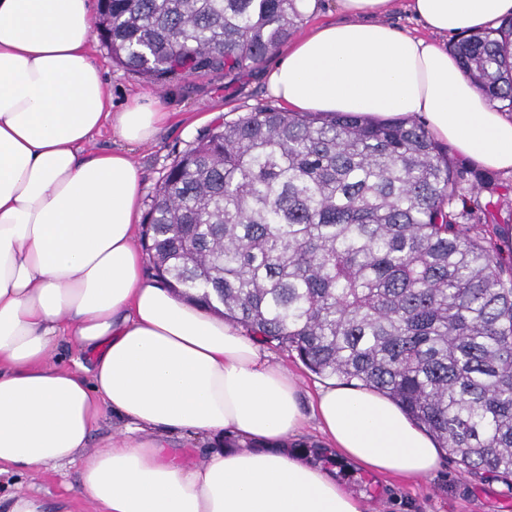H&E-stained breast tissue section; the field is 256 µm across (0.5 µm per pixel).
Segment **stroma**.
Wrapping results in <instances>:
<instances>
[{"mask_svg": "<svg viewBox=\"0 0 512 512\" xmlns=\"http://www.w3.org/2000/svg\"><path fill=\"white\" fill-rule=\"evenodd\" d=\"M280 56V51H273L254 69L241 74L202 72L154 86L117 66L100 41H93L92 57L112 90L114 107H123L136 98L158 100L173 114L155 144L131 150L143 171L144 198L153 196L166 168L211 126L274 105V98L266 91V79ZM454 160L473 174L491 180V189L483 190L480 199L497 201L499 220L512 225V194L504 198L498 195L501 187H512V174L483 168L460 154ZM335 468L343 484L363 498L367 512H512L511 485L463 471L447 456L441 458L433 474L412 481L371 474L342 460L336 461ZM35 490L57 512H99L95 503L79 494L76 468L29 473L6 487L7 493L18 495Z\"/></svg>", "mask_w": 512, "mask_h": 512, "instance_id": "35a3bbf8", "label": "stroma"}]
</instances>
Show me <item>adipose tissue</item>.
<instances>
[{
    "instance_id": "adipose-tissue-1",
    "label": "adipose tissue",
    "mask_w": 512,
    "mask_h": 512,
    "mask_svg": "<svg viewBox=\"0 0 512 512\" xmlns=\"http://www.w3.org/2000/svg\"><path fill=\"white\" fill-rule=\"evenodd\" d=\"M343 21L309 31L271 70L296 112L422 117L480 166L512 174V115L464 73L442 37L495 28L512 0H407L427 37L385 18L394 0H337ZM92 0H0V475L79 462L101 512H366L328 470L288 454L307 416L326 448L373 474L417 479L432 441L390 399L296 381L254 337L144 275L142 172L130 146L169 117L112 105L91 52ZM119 148L91 150L103 128ZM89 355L47 361L59 337ZM124 429L94 453L105 413ZM213 444L182 462L170 434Z\"/></svg>"
}]
</instances>
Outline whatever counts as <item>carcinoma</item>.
Here are the masks:
<instances>
[{
  "mask_svg": "<svg viewBox=\"0 0 512 512\" xmlns=\"http://www.w3.org/2000/svg\"><path fill=\"white\" fill-rule=\"evenodd\" d=\"M302 19L297 0H98L95 32L162 86L250 70ZM453 50L512 112V17ZM482 189L412 118L267 107L180 153L142 243L180 294L386 394L461 467L512 482V256Z\"/></svg>",
  "mask_w": 512,
  "mask_h": 512,
  "instance_id": "cac0c4a2",
  "label": "carcinoma"
}]
</instances>
